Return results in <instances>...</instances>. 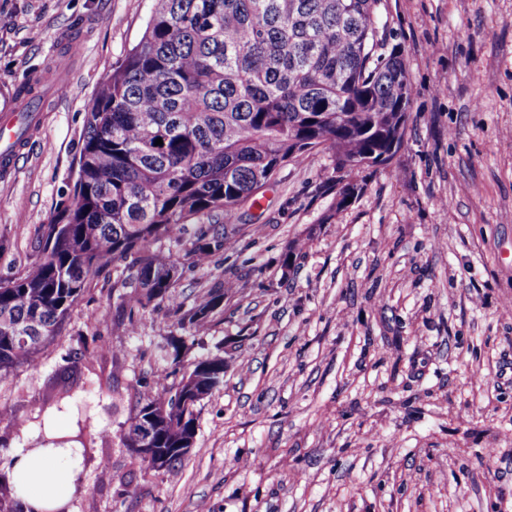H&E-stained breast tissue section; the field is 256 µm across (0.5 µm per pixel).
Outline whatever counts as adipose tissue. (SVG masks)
Instances as JSON below:
<instances>
[{
    "label": "adipose tissue",
    "mask_w": 512,
    "mask_h": 512,
    "mask_svg": "<svg viewBox=\"0 0 512 512\" xmlns=\"http://www.w3.org/2000/svg\"><path fill=\"white\" fill-rule=\"evenodd\" d=\"M12 473L19 485L23 512H42L48 497L64 492L77 475L68 460L29 453L15 456Z\"/></svg>",
    "instance_id": "obj_1"
}]
</instances>
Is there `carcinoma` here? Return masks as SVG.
<instances>
[{"label":"carcinoma","instance_id":"carcinoma-1","mask_svg":"<svg viewBox=\"0 0 512 512\" xmlns=\"http://www.w3.org/2000/svg\"><path fill=\"white\" fill-rule=\"evenodd\" d=\"M380 0H155L145 32L100 84L85 114L72 197L61 201L52 223L37 229L36 254L27 272L0 279V376L37 367L93 275L121 260L127 274L115 285L116 310L131 313L167 301L177 323L207 329L224 300L219 282L184 309L171 288L179 234L195 224L185 257L201 266L233 247L224 217L289 163L325 147L334 165L353 172L341 156L381 155L383 130L411 106L412 85L399 52H380ZM40 78L31 75L16 95L33 105ZM349 117L336 124V113ZM163 144H155L156 139ZM120 353L97 336H79L62 355L60 370H80V382L57 386L70 401L31 397L28 413L0 404V423L16 438L55 413L72 420L62 449L77 464L88 441L110 436L87 432L75 417L89 406L84 395L101 386L94 362ZM175 338L157 347L155 385L142 392L135 412L120 423L151 428L147 458L118 431L123 447L145 470H171L193 446L200 402L224 379V357L197 362L176 382ZM17 485L0 481V512H16Z\"/></svg>","mask_w":512,"mask_h":512}]
</instances>
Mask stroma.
Segmentation results:
<instances>
[{
    "label": "stroma",
    "instance_id": "1",
    "mask_svg": "<svg viewBox=\"0 0 512 512\" xmlns=\"http://www.w3.org/2000/svg\"><path fill=\"white\" fill-rule=\"evenodd\" d=\"M154 0H0V116L41 72L35 134L0 175V277L34 259L78 169L84 115ZM385 48L414 93L404 143L338 205L328 151L280 170L225 227L233 248L186 268L185 306L227 281L199 342L166 303L124 332L115 271L92 277L39 370L0 403L48 393L73 338L122 350L93 429L116 432L151 386L152 342L225 359L173 472L119 440L79 469L72 512H506L512 502V0H380ZM112 478L100 481L97 460Z\"/></svg>",
    "mask_w": 512,
    "mask_h": 512
}]
</instances>
